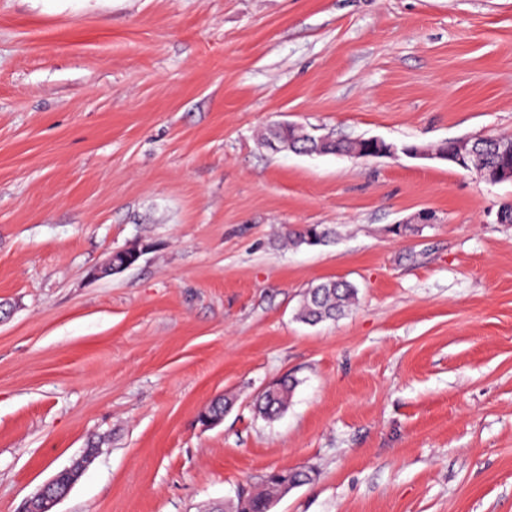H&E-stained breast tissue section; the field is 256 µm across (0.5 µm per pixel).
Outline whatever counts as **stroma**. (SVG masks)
Instances as JSON below:
<instances>
[{
  "label": "stroma",
  "instance_id": "35a3bbf8",
  "mask_svg": "<svg viewBox=\"0 0 512 512\" xmlns=\"http://www.w3.org/2000/svg\"><path fill=\"white\" fill-rule=\"evenodd\" d=\"M281 121L512 135V0H0V512L81 458L53 512H206L276 468L316 476L272 512H512V182L275 153ZM330 278L356 305L298 320ZM288 237L297 245L322 246L334 242L336 228L328 224H308L297 229H290ZM295 387V380L285 377L265 389L257 401L259 414L269 420L281 416L288 409Z\"/></svg>",
  "mask_w": 512,
  "mask_h": 512
}]
</instances>
